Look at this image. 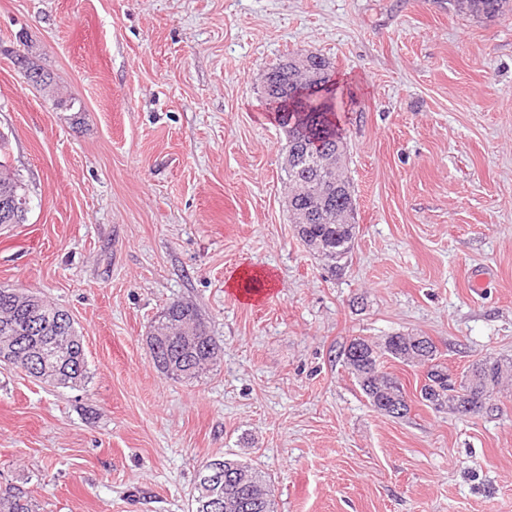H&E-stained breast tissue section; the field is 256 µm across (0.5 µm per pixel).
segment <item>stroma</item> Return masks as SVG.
<instances>
[{"instance_id":"1","label":"stroma","mask_w":512,"mask_h":512,"mask_svg":"<svg viewBox=\"0 0 512 512\" xmlns=\"http://www.w3.org/2000/svg\"><path fill=\"white\" fill-rule=\"evenodd\" d=\"M75 107L25 84L18 38ZM310 50L341 113L359 233L342 268L284 203L266 69ZM0 132L30 199L0 228V288L67 310L89 380L0 366V483L41 512H192L198 467L253 463L277 512H512V385L471 417L373 409L341 352L430 337L450 374L512 359V14L448 0H0ZM271 281L229 288L240 267ZM481 287H474L475 278ZM223 350L192 383L153 365L167 303ZM452 8L474 18H494L512 12L511 0H448Z\"/></svg>"}]
</instances>
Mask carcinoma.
Listing matches in <instances>:
<instances>
[{"label": "carcinoma", "mask_w": 512, "mask_h": 512, "mask_svg": "<svg viewBox=\"0 0 512 512\" xmlns=\"http://www.w3.org/2000/svg\"><path fill=\"white\" fill-rule=\"evenodd\" d=\"M452 8L461 14L474 18H494L512 12V0H449ZM334 90L329 86L320 87L305 96L291 112L278 113L280 124L293 131L296 136L308 142L316 139L324 149L333 154L336 151L337 125L334 106ZM8 137L0 133V187L14 183L18 192L26 189L7 156ZM288 191H298L296 203L308 207L310 195L305 193L304 183L316 179V173L309 167L284 170ZM344 201L342 193H335L327 217L318 224H301L299 237L308 243L329 268H339L340 262L351 252L353 239L342 214ZM156 323H167L175 340L157 342L158 354L152 359L155 368L168 374V368L179 364L189 356L195 358L194 371L184 378L186 382L198 379L204 370L217 364L222 350L200 331L204 325L199 310L188 302L174 300L161 310ZM9 331L16 336L15 351L10 364L26 371V354L30 350L46 345V338L53 336L60 349L48 354L47 367L39 375L29 373L41 382L54 387L79 386L89 379L87 357L82 336L78 334L72 317L67 311L48 302L43 297L28 293L25 297L16 295V290L0 288V333ZM205 336L192 352H187L176 337L183 335ZM384 354L401 363H413L422 355L432 362L426 376V383L420 394L428 406L439 413H452L460 417L478 414L486 409V403L498 389L504 378L512 375V360L482 359L472 363L466 373V382L454 387L448 376V369L437 363L438 350L435 344L422 347L418 336L395 333L377 344L369 339H352L342 352L343 362L357 380L369 404L383 415H391L389 406L404 390L397 378L382 371L379 354ZM224 465V475H230L239 488V497L244 508L232 507L222 512H276L273 483L269 476L252 465L235 459L218 458ZM224 497V484L206 485L196 477L193 501L195 512H217L213 500ZM0 512H39V505L28 493L13 484L0 485Z\"/></svg>", "instance_id": "cac0c4a2"}]
</instances>
